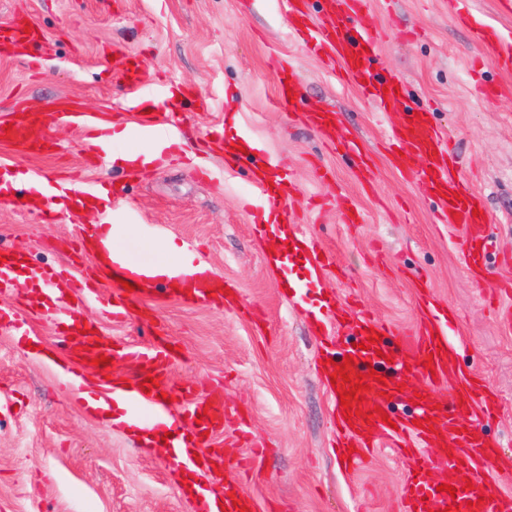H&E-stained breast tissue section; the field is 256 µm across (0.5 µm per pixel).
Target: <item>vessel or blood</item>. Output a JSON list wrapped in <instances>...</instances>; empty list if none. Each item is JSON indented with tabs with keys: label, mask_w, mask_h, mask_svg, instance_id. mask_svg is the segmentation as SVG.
Instances as JSON below:
<instances>
[{
	"label": "vessel or blood",
	"mask_w": 512,
	"mask_h": 512,
	"mask_svg": "<svg viewBox=\"0 0 512 512\" xmlns=\"http://www.w3.org/2000/svg\"><path fill=\"white\" fill-rule=\"evenodd\" d=\"M371 0H283L288 23V34L309 54L319 57L326 67L339 68L355 83L379 110H386L395 102L396 80L380 76L375 68L378 42L363 18ZM321 12V24H313L314 12ZM39 33L25 31L23 25L0 27V49L20 50L22 57L32 55L35 45L44 43ZM479 48L487 62L498 69L512 71V40L506 39L493 27L478 30ZM12 131L0 127V136L17 151L30 154L48 153L53 149L50 131L66 123L83 128L86 139L97 155L111 153L113 142L109 132L100 124H88L86 110L76 100L64 98L43 110L18 106L11 114ZM136 135L143 140L165 144L174 140L172 129L155 119L139 121ZM390 153L400 172L416 180L426 192L436 198L438 212L445 224L462 228L467 239L463 262L468 273L477 281H485V258L492 245L486 233L485 216H473V209L483 206L479 194L471 189L454 170L449 145L431 125L427 115H420L390 131ZM298 254L306 258L305 268L309 282H318L325 265L315 245L308 239L289 234ZM127 255H120L112 266L101 270L102 280L114 283L115 291L101 297L99 289H90V296L99 298L104 314L115 322H125L131 317V306L151 289L150 284L126 289L121 280L127 279ZM39 280L44 288L41 310L54 315L59 300L66 291L77 290L76 282L67 280L64 269L42 268ZM194 282V289L182 292L183 300L193 303L207 302L209 289L222 286L223 281L211 271L192 272L187 276ZM421 301L427 309L425 319L415 333L401 337L399 342L388 338L386 322L368 317L353 319L350 327L361 340H372L368 350L354 352V363L348 368L349 376L376 370L379 379L372 382L365 394L364 410L382 408L390 410L391 397L397 396L398 385L409 382L419 387L420 397L414 416L397 418L395 425H387L379 416L363 418L362 413L344 420L343 406H336V446L345 457L347 469H354L365 460L368 448L377 442H389L407 463L403 481L400 512H444L456 507L460 512H512V494L500 493L487 486L484 475L489 470L503 469L512 472V461L502 458L492 448L479 428V419L496 414L498 402L494 394L486 391L474 376L459 374L454 362L455 349L448 339V312L434 299L430 291H422ZM87 321L65 316L63 336L59 348L79 368L80 373L104 377L103 366L97 365L100 356L118 358L135 363L139 372L128 385H113L114 395L119 396L132 414L140 419L158 420L173 417L183 436L185 452L172 456L170 466L194 471L201 482L196 489V512H211L207 485L218 488L226 512H258L259 505L239 477L241 470L253 462L252 457L242 458L237 472L215 471L221 462L218 449L210 444V432L219 429L226 417L218 403L194 395L191 387H184L182 396L187 402L181 413H173L171 404L161 396V387L145 389L146 377H166L174 361L172 350L158 341L146 344L119 342L102 344L98 334L88 332ZM380 333V340H373V333ZM453 384L452 406L441 411L435 389L439 382ZM444 447V454H434V447ZM450 484V491H443V484Z\"/></svg>",
	"instance_id": "1"
}]
</instances>
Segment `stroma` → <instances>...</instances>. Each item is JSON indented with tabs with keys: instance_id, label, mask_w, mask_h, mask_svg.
Returning a JSON list of instances; mask_svg holds the SVG:
<instances>
[{
	"instance_id": "obj_1",
	"label": "stroma",
	"mask_w": 512,
	"mask_h": 512,
	"mask_svg": "<svg viewBox=\"0 0 512 512\" xmlns=\"http://www.w3.org/2000/svg\"><path fill=\"white\" fill-rule=\"evenodd\" d=\"M367 18L379 38L378 70L402 83L399 100L383 112L289 38L280 0H0V25L27 21L49 37L38 71L0 54V115L19 101L38 109L69 95L134 128L142 112L127 104L118 57L130 51L144 74L142 97L178 127L180 160L139 174L115 161L87 166V142L66 127L52 132L53 155L23 157L0 143V174L41 182L76 171L86 188L115 183L124 207L102 209L97 219L112 222L116 249L149 265L154 242L170 239L188 265H208L236 288L239 306L231 310L168 290L135 302L152 319L151 334L141 317L114 323L92 305L84 313L106 342L167 340L180 356L171 395L189 384L222 399L232 416L219 439L224 459L265 451L248 484L261 512H398L404 463L393 448L379 444L349 473L332 450L336 420L318 340L331 333L341 344L350 332L332 329L331 298L406 336L418 324L419 289H431L454 313L460 370L480 374L498 399L499 413L483 429L512 457V325L498 318L512 297L490 304L488 284L463 268L462 229L435 223L434 199L391 165L386 144L389 126L430 113L484 199L487 232L498 244L488 259L491 282L512 279L502 263L512 255V96L481 95L485 84L512 85V72L479 64L473 27L451 20L446 0H372ZM284 64L299 81L293 109L278 95ZM174 82L183 90L175 105L167 98ZM316 110L334 112L370 157L372 192L358 182L356 154L338 151L305 121ZM232 131L292 173L297 189L286 205L331 263L319 285L307 283L302 262L269 263L278 244L251 215L264 195L251 170L225 165L216 146ZM340 194L359 223H343ZM18 195L14 188L0 196V243L24 253L28 266L94 277L90 256L71 247L82 217L61 211L43 223ZM36 288L29 279L0 295V512H194L167 445L141 446L126 427L106 426L86 407L51 319L26 303ZM34 339L52 361L31 354Z\"/></svg>"
}]
</instances>
